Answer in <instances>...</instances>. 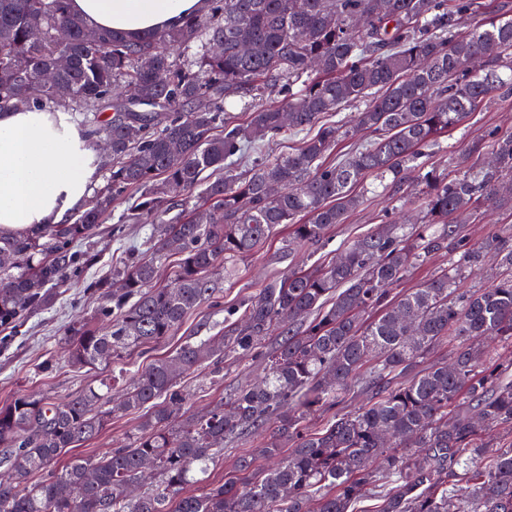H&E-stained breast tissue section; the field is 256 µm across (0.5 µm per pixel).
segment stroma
Here are the masks:
<instances>
[{"label":"stroma","mask_w":512,"mask_h":512,"mask_svg":"<svg viewBox=\"0 0 512 512\" xmlns=\"http://www.w3.org/2000/svg\"><path fill=\"white\" fill-rule=\"evenodd\" d=\"M491 132L512 133V96L491 100L473 112L463 125L442 135L430 153V167L443 174H455L453 154L469 148ZM420 190V179L414 170L408 172L406 182L397 193L383 181L368 180L361 190L362 204L348 213L343 223L332 226L326 234L325 246L311 254L292 245L288 226H277L254 254L227 259L220 273L221 292L217 303L207 302L191 311L174 335L165 341L107 362L96 372L71 365L66 331L72 325L96 317L101 303L97 282L111 279L113 268L121 266L129 254L141 256L151 252L149 225L117 221L118 215L126 212L134 200L133 194H126L116 203L114 218L98 225L89 238L79 242L84 262L82 276L72 278L66 286L57 289L52 304L29 315L19 329L0 327V405L20 394L64 399L95 384L102 374L111 378L113 391H121L138 369L173 353L199 323L223 320L225 308L255 295L271 276L286 274L311 260L335 259L342 249L378 224L384 211L401 212L408 223L422 225L421 212L409 204L410 198L418 196ZM264 373L263 360L251 355L225 357L224 374L219 378L207 380L199 372H187L179 381L186 397L185 409L191 414L207 411L231 397L241 386L261 379ZM141 420L138 413L113 419L97 438L73 448L72 456L92 460L112 449L127 447ZM263 442L264 435L258 432L245 443L225 445L223 456L209 473L210 482H223L243 456L252 457L254 468L267 466V459L260 454Z\"/></svg>","instance_id":"stroma-1"}]
</instances>
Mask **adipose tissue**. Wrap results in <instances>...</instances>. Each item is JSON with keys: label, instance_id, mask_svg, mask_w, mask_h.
<instances>
[{"label": "adipose tissue", "instance_id": "ef3b65f1", "mask_svg": "<svg viewBox=\"0 0 512 512\" xmlns=\"http://www.w3.org/2000/svg\"><path fill=\"white\" fill-rule=\"evenodd\" d=\"M201 0H71L90 26L137 38L178 25ZM87 133L38 107L0 110V231L29 233L65 224L100 173Z\"/></svg>", "mask_w": 512, "mask_h": 512}]
</instances>
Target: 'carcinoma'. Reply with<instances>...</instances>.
Instances as JSON below:
<instances>
[{
  "mask_svg": "<svg viewBox=\"0 0 512 512\" xmlns=\"http://www.w3.org/2000/svg\"><path fill=\"white\" fill-rule=\"evenodd\" d=\"M194 45L193 60L170 52ZM57 84L69 97L55 94ZM502 90H512V17L481 0H202L180 26L137 41L88 26L69 0H0V109L77 112L88 138L108 143L98 158L104 182L70 223L0 232V327L50 304L82 268L76 240L126 192L139 196L121 223L153 225V255L130 258L103 292L98 316L110 326L67 329L72 365L93 369L173 335L216 299L213 270L255 252L280 224L299 246L327 242L329 227L360 206L353 188L369 177L390 176L399 190L407 171H422L421 205L438 225L412 234L384 217L332 262L266 280L224 310L218 335L201 325L133 374L118 401L106 378L63 400L19 395L1 405L0 512H354L375 488L376 512H512V443L486 437L512 433V369L484 345L512 346V225L473 242L455 221L512 209V134H490V165L470 161L476 145L457 154L451 179L427 164L438 135ZM266 91L281 100L251 108L245 125L224 122L227 100ZM351 102L362 105L353 119L233 174L256 142L306 133ZM360 130L372 139L326 162ZM171 252L176 270L160 285ZM439 253L448 268L395 291ZM488 255L491 284L459 291L460 276ZM272 335L277 347L264 355ZM445 342L451 360L419 368ZM228 353L263 355L264 377L205 414H185L180 377L199 368L221 376ZM358 387L370 401L334 413ZM140 411L130 447L59 463L112 416ZM329 412L318 432L304 431ZM262 428L264 453L286 446L288 456L206 484L224 443ZM146 461L155 482L134 495ZM33 474L39 480L18 489ZM191 485L201 492L183 493Z\"/></svg>",
  "mask_w": 512,
  "mask_h": 512,
  "instance_id": "cac0c4a2",
  "label": "carcinoma"
}]
</instances>
